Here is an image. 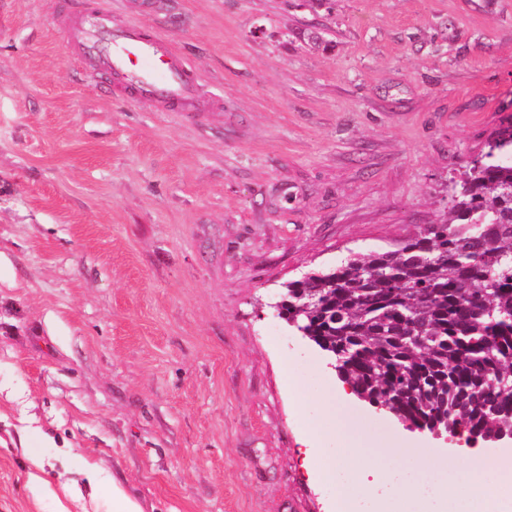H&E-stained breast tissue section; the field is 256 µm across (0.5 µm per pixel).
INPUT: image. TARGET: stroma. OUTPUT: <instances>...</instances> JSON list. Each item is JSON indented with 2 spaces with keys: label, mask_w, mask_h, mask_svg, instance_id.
Returning a JSON list of instances; mask_svg holds the SVG:
<instances>
[{
  "label": "stroma",
  "mask_w": 512,
  "mask_h": 512,
  "mask_svg": "<svg viewBox=\"0 0 512 512\" xmlns=\"http://www.w3.org/2000/svg\"><path fill=\"white\" fill-rule=\"evenodd\" d=\"M63 2L0 0V512H337L300 451L342 447L340 380L272 304L444 220L512 119V0H96L190 62L192 115L85 77Z\"/></svg>",
  "instance_id": "obj_1"
}]
</instances>
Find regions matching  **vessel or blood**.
Segmentation results:
<instances>
[{
    "label": "vessel or blood",
    "instance_id": "1",
    "mask_svg": "<svg viewBox=\"0 0 512 512\" xmlns=\"http://www.w3.org/2000/svg\"><path fill=\"white\" fill-rule=\"evenodd\" d=\"M60 24L81 33L78 60L92 73L112 75L125 97L164 112L200 111L191 67L158 34L135 23L115 24L111 12L97 6L67 9Z\"/></svg>",
    "mask_w": 512,
    "mask_h": 512
}]
</instances>
